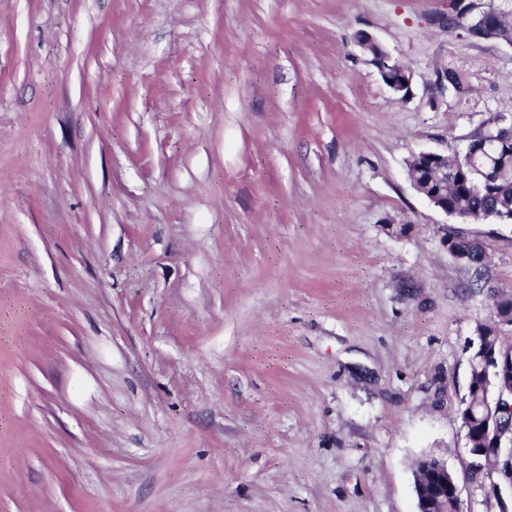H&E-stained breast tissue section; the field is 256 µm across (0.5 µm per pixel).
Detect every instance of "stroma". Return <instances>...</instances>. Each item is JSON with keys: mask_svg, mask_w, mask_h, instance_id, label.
<instances>
[{"mask_svg": "<svg viewBox=\"0 0 512 512\" xmlns=\"http://www.w3.org/2000/svg\"><path fill=\"white\" fill-rule=\"evenodd\" d=\"M447 11L0 0V512H417L427 454L498 512L460 409L512 224L408 162L512 116V43ZM370 56L372 57L371 61L374 64V66L377 68L380 76L384 79L385 75H387L391 79H397L399 78V70L398 69H391V65L398 66L399 69L406 70L408 74L410 75V71L403 65L392 62L389 65L387 64V61L385 60V56L383 53L378 52L376 49L372 48L369 52ZM383 69L386 70V74L383 73ZM405 74L400 80L390 81L389 84H386L394 93L396 94H402V97L406 96L407 94L403 95V92L405 90L410 89L412 77ZM404 82H407V85H404ZM448 239H452L453 241H457L459 244L471 249L475 254H480L483 259L482 264L477 265V258L475 254L463 252L451 247L453 241H448ZM442 244L447 248L450 256L459 264L465 265L467 267H476L474 268L477 272H479L485 264L486 261V251L484 245L475 238H471L462 234H450L448 235V230L445 233Z\"/></svg>", "mask_w": 512, "mask_h": 512, "instance_id": "stroma-1", "label": "stroma"}]
</instances>
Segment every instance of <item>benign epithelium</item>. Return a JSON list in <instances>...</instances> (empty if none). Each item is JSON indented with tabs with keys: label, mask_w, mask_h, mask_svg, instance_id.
<instances>
[{
	"label": "benign epithelium",
	"mask_w": 512,
	"mask_h": 512,
	"mask_svg": "<svg viewBox=\"0 0 512 512\" xmlns=\"http://www.w3.org/2000/svg\"><path fill=\"white\" fill-rule=\"evenodd\" d=\"M487 158L486 169L481 171V179L471 183L469 190L483 192L491 189L495 182L506 177V160L512 157V118L498 117L494 127L484 131L481 138ZM419 159L436 175L429 186L418 184L414 188L437 209L462 221L465 215L448 209L443 199L441 187L448 181V156L435 152H420ZM442 244L450 256L467 267L477 265L474 254L459 251L452 247L448 237ZM476 356L470 358V374H482L496 379L499 387L498 409L483 420L487 439L481 447H474L467 440V449L476 468H483L492 462L491 470L498 475V481L491 484L490 494L495 498L499 512H512L507 500H512V419L503 424L501 416L512 415V348H499L490 339L478 336L474 347ZM414 493L418 512H463L455 474L448 469V463L435 457L425 456L415 466Z\"/></svg>",
	"instance_id": "1"
}]
</instances>
